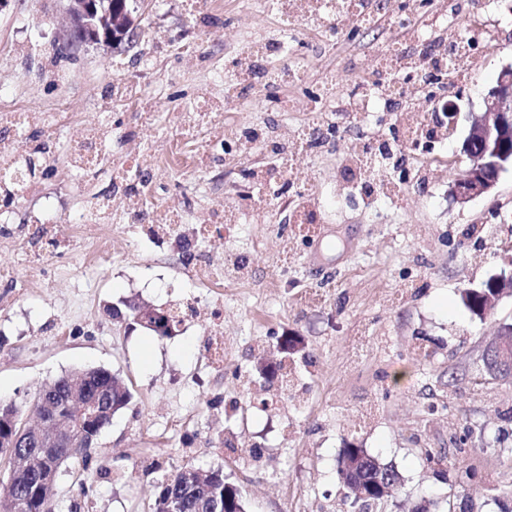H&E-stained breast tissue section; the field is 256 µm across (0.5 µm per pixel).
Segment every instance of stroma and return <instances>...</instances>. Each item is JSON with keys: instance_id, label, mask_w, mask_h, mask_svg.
I'll return each mask as SVG.
<instances>
[{"instance_id": "stroma-1", "label": "stroma", "mask_w": 512, "mask_h": 512, "mask_svg": "<svg viewBox=\"0 0 512 512\" xmlns=\"http://www.w3.org/2000/svg\"><path fill=\"white\" fill-rule=\"evenodd\" d=\"M486 2L496 32L479 43L483 65L458 85L453 101L460 118L447 139L430 144L433 169L425 181L405 184L401 205L379 199L366 207L346 187L343 157L362 138L397 136L395 116L359 121L349 111L351 97L375 72L383 47L417 53L440 29L468 34L466 12L449 14L442 0L425 6L391 0L375 30L344 31L329 47L305 41V85L271 87L252 94L246 108L230 109L237 123L286 131L305 119L312 87L325 73L335 75L339 129L328 149L295 173L297 184L316 196V238L278 234L294 207L289 194L224 237L195 236L193 219L238 203L250 169L266 162L261 154L211 167L195 189L185 187L180 168H156L158 202L185 203L192 218L182 237L131 251L116 236L109 258L97 260L91 235L85 250L51 257L33 284L17 261L13 236L80 209L93 194L112 193L124 160L119 133L137 129L142 147L164 152L178 135V113L218 83L244 43L270 37L277 22L265 0L247 10L239 0H202L197 13L183 0H150L136 53L90 46L59 58L53 45L67 24L61 0H11L0 11V54L12 57L0 68V103L34 112L66 103L67 141L96 120L110 85L140 74L157 115L140 125L130 109H113L117 138L104 170L70 175L63 152L55 151L53 176L0 217L12 229L0 236V267L15 272L14 282L0 280V400H22L46 381L91 367L118 374L133 394L103 429L88 479L76 463L62 475L58 512H146L157 483L186 464L223 469L249 512H338L344 490L337 458L349 442L402 474L385 512H410L423 501L446 512L463 492L459 476L469 465L478 473L472 494L483 512H501L500 498L512 495V383L478 389L469 377L485 343L512 324V296L481 320L463 306L461 292L504 265L502 246L512 240V171L490 196L465 204L448 197L469 164L466 116L480 110L502 66L512 63V0ZM403 15L410 26L400 24ZM185 37L202 43L199 56L179 53L175 43ZM473 224L482 232L467 236ZM231 248L248 255V277L208 294L196 288L193 256L218 263ZM285 248L295 258L284 272L277 257ZM306 288L322 293L318 306L299 305ZM129 302L192 306L197 316L160 336L112 320L109 307ZM216 306L230 343L221 367L210 365L202 350ZM287 337L299 350L296 384L283 392L258 367L278 361L277 346ZM368 407L375 414L366 421L361 413ZM468 429L481 432L479 449L458 445Z\"/></svg>"}]
</instances>
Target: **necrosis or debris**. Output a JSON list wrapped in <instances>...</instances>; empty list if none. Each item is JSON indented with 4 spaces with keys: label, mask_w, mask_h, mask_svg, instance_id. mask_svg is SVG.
Segmentation results:
<instances>
[{
    "label": "necrosis or debris",
    "mask_w": 512,
    "mask_h": 512,
    "mask_svg": "<svg viewBox=\"0 0 512 512\" xmlns=\"http://www.w3.org/2000/svg\"><path fill=\"white\" fill-rule=\"evenodd\" d=\"M273 11L281 32L292 38L306 34L319 41L350 27L353 20L373 21L377 18L372 0H367L359 12L351 9L346 0H275ZM271 53L270 43L255 42L238 58L234 70L224 76L222 93L203 90L204 111L191 112L184 117L179 139L170 146L165 160L180 166L186 180H197L203 167L217 163L231 165L242 153L270 151L274 154L282 186L290 189L294 186L298 164L322 148L313 137V130L335 131L336 114L329 104L334 98L336 80L329 76L316 86L317 108L309 111L305 122L294 128L287 141H274L272 133L262 127H240L223 139L206 141L197 151H185V144L195 141L201 131L212 127L217 112L240 99L244 87L259 84L267 87L298 86L305 83L308 68L301 54H293L289 64L273 65L269 62ZM479 66L473 42L468 38L450 39L438 64L426 70L397 49H385L376 79L367 88L354 93L353 110L363 119L373 112L390 111L395 102L405 98L409 85L427 83L444 90L448 87V73H455L458 80L464 82ZM116 101L133 110L139 120L153 121L151 105L145 96L143 83L138 79L118 82L111 98L102 102L97 120L85 127L79 138L64 143L59 140L58 113L31 112L19 107L0 109V127L13 133L12 138L0 140V192L19 198L30 191L31 186L27 183L6 184L4 175L16 165L31 168L42 164L44 156L36 150L40 143L50 149L64 144L67 167L73 174L82 175L104 166L105 149L112 137V104ZM32 128L42 131L41 142L26 140L25 134ZM387 156L388 151L382 146L372 153L359 148L347 155L343 163L356 173L360 184L377 183L380 195L395 203L401 197L400 183L379 179ZM154 163L155 158L149 153L134 157L130 172L123 174L119 183V197L104 195L89 209L61 214L54 223L37 225L34 238L17 243V253L31 277H39L48 257L69 246L71 232L76 228L93 227L98 230L101 246L97 256L101 259L109 256L108 243L115 232L126 233L130 246L135 247L139 244L140 235L160 240L180 229L187 221L186 210L176 204L157 203L156 184H143L132 176L133 171ZM271 202L268 195L247 191L241 204L209 212L196 233L205 238L222 236L226 226L246 223L250 214L268 208ZM247 266L248 260L242 253L229 250L224 254L223 264L218 266L208 259H201L193 268L192 278L200 287L215 288L224 279L239 278Z\"/></svg>",
    "instance_id": "1"
}]
</instances>
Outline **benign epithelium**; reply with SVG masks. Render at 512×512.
<instances>
[{
  "label": "benign epithelium",
  "mask_w": 512,
  "mask_h": 512,
  "mask_svg": "<svg viewBox=\"0 0 512 512\" xmlns=\"http://www.w3.org/2000/svg\"><path fill=\"white\" fill-rule=\"evenodd\" d=\"M68 20L61 40L71 39L76 27L81 26L89 36L79 46L102 44L111 49H127L132 44L128 39L117 42L112 36V5L107 0H64ZM464 148L469 159L467 169L457 176L450 189V197L455 203L464 204L493 193L501 175L512 170V65L500 70L495 85L483 100L479 112L470 113ZM134 320L160 336H170L178 321L170 318L164 310L141 305L135 310ZM498 362L512 369V326L503 328L484 347ZM81 399L68 395L61 399V409L67 416L57 411L43 413L37 425L29 426L26 421L11 420V426H20L11 437L12 447L25 453L30 444L40 448L43 467L40 480L46 483L55 479V463L51 455L59 448H70L75 455L91 456V449L97 447L102 430L112 420L108 410V392L91 389L90 378Z\"/></svg>",
  "instance_id": "1"
}]
</instances>
